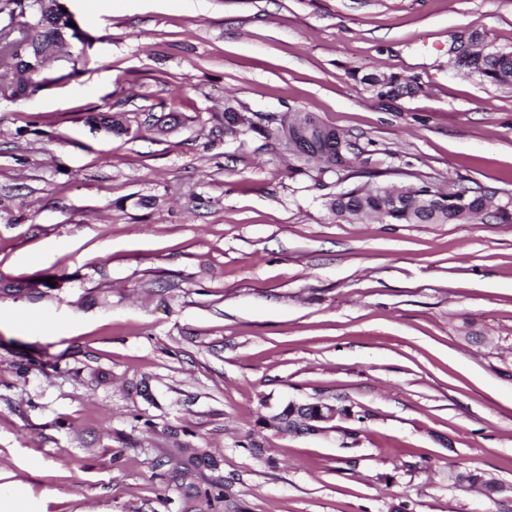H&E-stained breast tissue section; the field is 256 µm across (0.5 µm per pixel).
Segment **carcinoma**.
Returning a JSON list of instances; mask_svg holds the SVG:
<instances>
[{
    "label": "carcinoma",
    "mask_w": 512,
    "mask_h": 512,
    "mask_svg": "<svg viewBox=\"0 0 512 512\" xmlns=\"http://www.w3.org/2000/svg\"><path fill=\"white\" fill-rule=\"evenodd\" d=\"M7 13V20L0 24V69H20L28 73L27 80L17 85L10 92V96L19 99L34 94L43 85L50 82L44 76L43 62L46 58L44 50L47 46L60 38V31L66 26L63 19L65 12L58 10L55 14H47L43 10L41 0H4L0 6V14ZM469 75H476L501 85H512V51H484L473 52L471 61L465 67ZM364 83L375 88L380 97H385L394 89H409V84L397 75H368L363 78ZM94 127H102L106 131L121 135L128 132L122 116L116 113L99 112L91 117ZM334 127L315 119L310 130L312 140L319 144L321 154L326 156L322 163H318L307 156H296L299 173L309 169L316 173L317 180L330 175H339L342 171L354 173L362 163L361 156L364 148L357 143L343 138L341 150H336V143L332 142ZM427 195L435 201L440 194L427 186L410 190V196L403 205L404 217L390 218V223L400 224H457L470 219L464 213V208H473L478 202L487 199L494 200V195L480 188L461 187L446 194V201L428 212L417 207V200ZM387 206L385 193L381 187L365 189L361 186L342 189L330 202L331 210L336 216L347 214V217L373 215L382 217V208ZM52 289V286L38 280H24L10 282L4 285L3 291L31 292L37 288ZM179 452L188 455V462L194 466H206L210 469L217 467L216 461L203 448H181ZM457 480L466 482L471 486L481 487L486 494L501 493L505 488L494 478H487L480 474L466 473L457 475ZM199 502L203 507L192 512H217L224 502V484L216 483L205 489L199 495Z\"/></svg>",
    "instance_id": "1"
}]
</instances>
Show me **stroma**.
Segmentation results:
<instances>
[{
    "label": "stroma",
    "mask_w": 512,
    "mask_h": 512,
    "mask_svg": "<svg viewBox=\"0 0 512 512\" xmlns=\"http://www.w3.org/2000/svg\"><path fill=\"white\" fill-rule=\"evenodd\" d=\"M65 3L86 39L58 82L0 98V275L64 279L0 296V512H186L219 478L224 512H512V223L328 207L367 183L512 202V85L454 66L474 33L512 51V0ZM229 107L313 113L364 173H293ZM320 398L355 437L261 424ZM362 80L367 85L375 88L377 90V94L380 97H386L389 92L397 88L401 90L402 88L409 90L410 85L405 82L402 78L397 75H367L363 77Z\"/></svg>",
    "instance_id": "1"
}]
</instances>
